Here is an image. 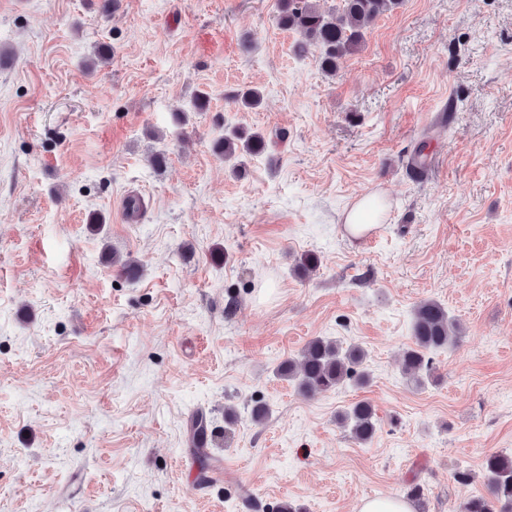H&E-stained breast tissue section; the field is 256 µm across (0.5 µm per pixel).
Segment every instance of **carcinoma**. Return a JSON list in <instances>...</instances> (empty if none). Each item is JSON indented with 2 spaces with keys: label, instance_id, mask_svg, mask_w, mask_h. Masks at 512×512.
I'll use <instances>...</instances> for the list:
<instances>
[{
  "label": "carcinoma",
  "instance_id": "carcinoma-1",
  "mask_svg": "<svg viewBox=\"0 0 512 512\" xmlns=\"http://www.w3.org/2000/svg\"><path fill=\"white\" fill-rule=\"evenodd\" d=\"M322 0H278V25L298 33V55L310 49L319 51L321 70L335 75L339 59L356 51L365 31L381 15L397 9L401 0H340L339 6L324 9ZM234 103L254 109L262 103L256 88H242L231 96ZM275 142L260 132L234 130L212 142V151L230 162L242 153L261 154ZM459 337V329L448 310L434 299L420 301L413 311V346L404 352L402 372L420 387L428 380L431 359L428 354L448 348ZM365 358L358 346L342 349L331 339L310 340L296 359L280 363V377L296 383L305 395L334 391L347 383L362 385L368 375L359 369ZM375 412L366 401L352 405L343 416L351 436L360 442L371 440L376 431ZM490 497H474L461 506V512H512V456L491 455L485 461Z\"/></svg>",
  "mask_w": 512,
  "mask_h": 512
}]
</instances>
